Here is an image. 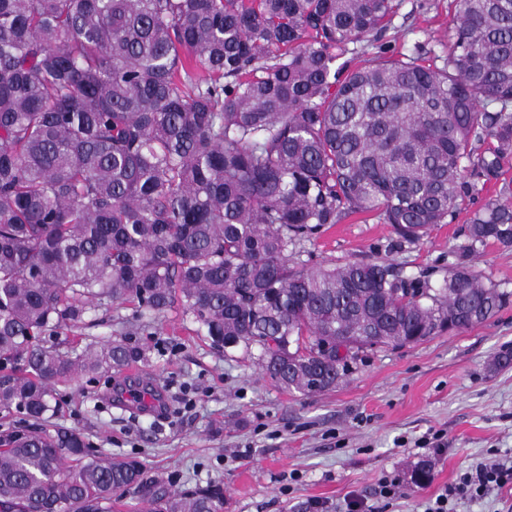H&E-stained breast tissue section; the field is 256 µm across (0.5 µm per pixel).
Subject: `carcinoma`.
I'll return each instance as SVG.
<instances>
[{
    "label": "carcinoma",
    "instance_id": "obj_1",
    "mask_svg": "<svg viewBox=\"0 0 512 512\" xmlns=\"http://www.w3.org/2000/svg\"><path fill=\"white\" fill-rule=\"evenodd\" d=\"M396 0H0V512H224L135 458L47 431L59 383L144 350L63 351L59 328L174 306L260 348L299 393L364 348L481 324L512 301L470 264L512 248V0H456L442 65L379 45ZM501 182L438 284L385 258L307 268L358 212L419 243Z\"/></svg>",
    "mask_w": 512,
    "mask_h": 512
}]
</instances>
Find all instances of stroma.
<instances>
[{
  "instance_id": "stroma-1",
  "label": "stroma",
  "mask_w": 512,
  "mask_h": 512,
  "mask_svg": "<svg viewBox=\"0 0 512 512\" xmlns=\"http://www.w3.org/2000/svg\"><path fill=\"white\" fill-rule=\"evenodd\" d=\"M388 53L415 45L443 53L452 0H398ZM468 212L432 228L421 243L387 253L391 225L355 214L306 242L308 267L391 256L405 272L439 282L466 242ZM66 346L122 339L143 358L62 387L57 428L78 429L99 454L132 457L171 489L219 485L224 512H315V502L358 501L363 512H425L430 499L475 462L512 457V303L488 321L410 346L367 348L336 388L302 395L278 387L259 349L222 350L196 333L180 310L149 320L126 306L95 326L61 330ZM440 434L441 448H418ZM431 460V480L412 481ZM397 479L389 507L376 495Z\"/></svg>"
}]
</instances>
